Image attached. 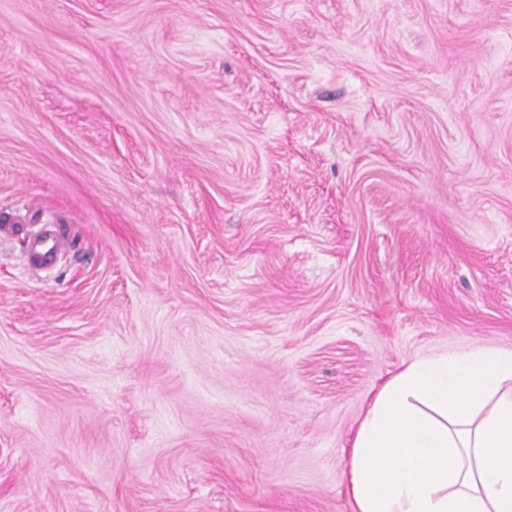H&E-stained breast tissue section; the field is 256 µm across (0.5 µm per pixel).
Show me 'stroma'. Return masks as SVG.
<instances>
[{
	"label": "stroma",
	"mask_w": 512,
	"mask_h": 512,
	"mask_svg": "<svg viewBox=\"0 0 512 512\" xmlns=\"http://www.w3.org/2000/svg\"><path fill=\"white\" fill-rule=\"evenodd\" d=\"M6 213L0 512H354L376 392L512 349V0H0ZM67 245L64 238L54 233H44L34 238L26 254L27 265L51 266L57 254Z\"/></svg>",
	"instance_id": "stroma-1"
}]
</instances>
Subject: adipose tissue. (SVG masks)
Listing matches in <instances>:
<instances>
[{
    "instance_id": "adipose-tissue-1",
    "label": "adipose tissue",
    "mask_w": 512,
    "mask_h": 512,
    "mask_svg": "<svg viewBox=\"0 0 512 512\" xmlns=\"http://www.w3.org/2000/svg\"><path fill=\"white\" fill-rule=\"evenodd\" d=\"M357 512H512V350L417 356L351 445Z\"/></svg>"
}]
</instances>
